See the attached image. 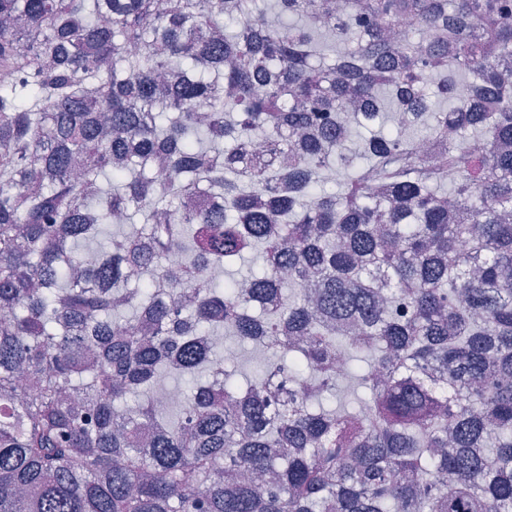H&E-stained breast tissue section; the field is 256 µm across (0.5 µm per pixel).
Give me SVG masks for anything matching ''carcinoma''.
<instances>
[{"label":"carcinoma","mask_w":512,"mask_h":512,"mask_svg":"<svg viewBox=\"0 0 512 512\" xmlns=\"http://www.w3.org/2000/svg\"><path fill=\"white\" fill-rule=\"evenodd\" d=\"M253 3L0 0V512H512V0Z\"/></svg>","instance_id":"1"}]
</instances>
